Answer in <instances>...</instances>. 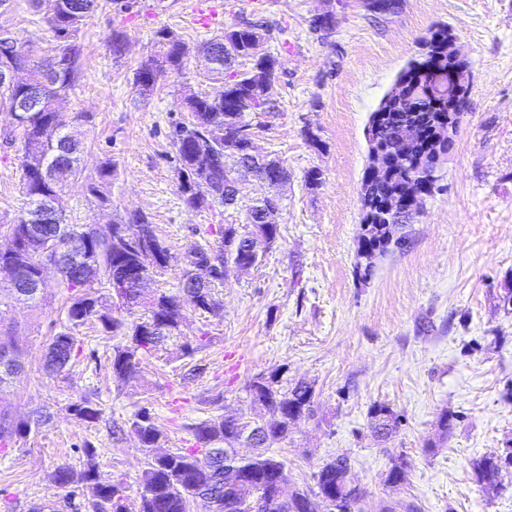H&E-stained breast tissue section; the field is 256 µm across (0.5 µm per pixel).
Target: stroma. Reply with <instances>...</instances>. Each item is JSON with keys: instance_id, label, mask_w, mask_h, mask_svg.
<instances>
[{"instance_id": "obj_1", "label": "stroma", "mask_w": 512, "mask_h": 512, "mask_svg": "<svg viewBox=\"0 0 512 512\" xmlns=\"http://www.w3.org/2000/svg\"><path fill=\"white\" fill-rule=\"evenodd\" d=\"M198 2L135 0L130 10L106 7L88 19L80 78L61 110L75 119L85 171L113 164L111 204L99 208L76 183L60 205L73 224L143 213L177 256L218 246L224 225L246 232L244 208L184 204L171 132L190 118L181 106L185 88L212 95L223 88L207 79L197 47L222 26L263 17L282 74L270 91L275 110L251 120L262 126L259 152L281 159L289 173L277 190L280 237L261 248L258 266L225 280L221 314L185 309L177 336L143 357L130 381L117 379L110 364L124 338L97 322L75 329L71 366L46 374L47 348L68 326L57 273L47 270L34 301L15 300L0 275V326L11 330L23 364L0 399L14 419L40 417L29 436L0 445V512L37 504L85 512L90 489L69 492L51 475L64 463L81 467L88 446L99 482L124 481L137 512L145 454L133 434L113 439V425L146 407L164 435L161 452L195 447L192 424L247 408L249 382L277 368L315 390L313 417L296 421L271 448L287 459L297 488L312 487L322 463L345 455L366 491L359 512H402L407 503L417 512H512V491L488 496L473 472L476 459L512 447V308L503 303L512 289V0H399L388 14L371 13L361 0H208L222 16L211 26L192 22ZM324 15L334 22L328 34L313 25ZM0 23L34 59L54 55L49 26L28 0H14ZM443 25L472 65L466 114L422 216L402 227L401 245L363 278L357 233L369 118ZM115 29L128 38L119 58L107 43ZM163 29L190 52L182 71L144 96L134 73ZM12 128L0 111V225L25 207L18 147L5 138ZM314 167L316 187L306 181ZM85 397L100 405L98 423L74 414ZM380 402L401 418L384 440L370 428V408ZM446 414L454 421L444 435ZM402 454L406 479L392 489L384 479Z\"/></svg>"}]
</instances>
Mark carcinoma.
Instances as JSON below:
<instances>
[{"instance_id": "obj_1", "label": "carcinoma", "mask_w": 512, "mask_h": 512, "mask_svg": "<svg viewBox=\"0 0 512 512\" xmlns=\"http://www.w3.org/2000/svg\"><path fill=\"white\" fill-rule=\"evenodd\" d=\"M36 11H46V21L59 52L51 65L35 61L19 47L8 27L0 25V41L16 50L28 63L29 83L42 89L43 104L14 121V134L19 139L21 151V190L26 198V208L13 224L6 225L7 235L20 240L27 269L40 266L38 243L24 234L26 217L36 208L39 198L46 191L60 192L70 183L82 182L87 192L101 207L111 203L108 187L112 183V163H105L95 174H86L80 166L79 147L76 144L57 147V141L66 134L69 120L58 110L57 101L64 99L74 89L80 75L82 45L80 34L86 20L100 7V0H29ZM267 24L261 18L251 19L224 27L222 34L200 45L219 51L211 75L224 79V73L243 61L252 66L229 76L224 83V101L215 103L213 98L191 91L184 94L182 105L191 120L175 127L172 132L178 162V191L183 202L192 209L212 206L206 191H198L190 198L187 189L195 186L198 175H206L209 189L224 192V207H237L243 203L244 193L240 183H229L225 172L238 162L254 134L247 120L252 112H271L276 103L269 99L266 84L281 66L279 56L265 48L268 40ZM451 33L438 27L427 39V51L413 61L392 90L384 96L373 112L368 129L370 147L400 149L399 120L412 113L420 126V139L413 156L396 160L391 181L376 188V195L385 198L411 182L418 174V155L425 150L443 156L453 148L456 127L448 123V104L434 95L439 77L448 68L449 39ZM188 53L185 44L173 34L159 32L154 52L148 59L168 67L174 72L182 69ZM23 85L0 83V110L22 93ZM213 140L216 153L203 155L198 142ZM259 176L277 185L288 178V171L277 158L259 169ZM371 222L360 224L357 256L365 260L363 276L371 274L374 258L398 246L402 237L397 235L400 223L391 220L380 205L370 202ZM249 232L241 233L233 224L224 225L221 231L222 266L215 271L208 288L192 287L190 273L193 265L206 259L208 249L197 246L187 251L180 262L182 279L173 292H155L137 295L129 288L118 289L104 297L94 291L95 286L112 285V280L125 278L134 281L139 276H150L154 270L170 266L175 259L159 238L155 225L142 215L124 221L112 222L108 227L96 224H70L65 215L48 220L41 225L43 233L66 241L76 234H85L89 242L99 249L100 261L95 271L81 280H74L61 271L58 283L64 300L66 317L74 327L98 321L112 335L128 338L129 345L113 349L112 373L121 380H132L138 373L142 357L152 355L162 348L165 340L178 330L183 309L191 306L203 313L216 316L223 304L216 297V287L224 284L229 272L241 264L256 266L261 259L252 256L246 246L248 238L261 236L275 244L280 229L277 224L262 221L256 202L246 205ZM144 309L145 315L128 321L124 314ZM76 337L63 332L53 337L46 354L45 369L48 374H59L72 360ZM251 409L266 412L272 417V427L265 441L273 442L288 436L290 427L302 417L313 415L315 392L313 385L300 381L290 387L284 384L279 370L258 373L246 389ZM74 411L83 421L99 422L102 412L89 398L74 405ZM246 418L243 410H224L212 419L193 427L200 448L180 452L156 454L162 433L155 425L148 409H140L130 423V430L138 439L146 455L145 468L140 481L138 512H190L191 504L199 503L203 512H239L240 500L255 494L260 501L258 512H300V504L309 495L322 492L331 498L330 506L336 512H356L364 493L353 483L351 462L338 456L323 463L315 475V486L303 490L295 487L288 475V464L283 458L259 450L248 458H235L228 449L236 447L237 422ZM374 432L387 436L401 424L400 416L389 407L376 404L370 410ZM33 422L14 421L6 410L0 411V443L23 438L32 431ZM204 451L215 460L206 469L199 465L197 453ZM86 460L80 471L68 465L58 466L52 478L60 486L92 488V512H128L126 486L121 480L110 484L97 482L95 455L85 449ZM408 462L400 457L386 476V485L397 487L405 480ZM507 468L498 455H486L474 464L476 478L487 494L498 496L506 484L503 469Z\"/></svg>"}]
</instances>
